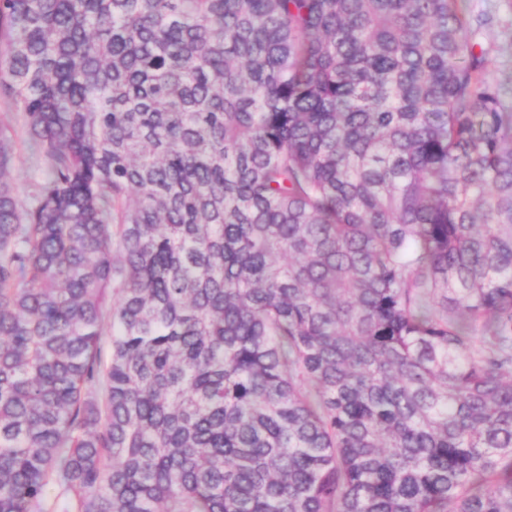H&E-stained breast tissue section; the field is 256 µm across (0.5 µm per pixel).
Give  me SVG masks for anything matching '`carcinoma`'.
<instances>
[{"label":"carcinoma","instance_id":"cac0c4a2","mask_svg":"<svg viewBox=\"0 0 512 512\" xmlns=\"http://www.w3.org/2000/svg\"><path fill=\"white\" fill-rule=\"evenodd\" d=\"M452 4L0 0V512H512V119ZM5 113H9L8 117L14 130L15 148L17 159L15 167L12 171L13 181L24 190H30L33 184L35 171L32 164L29 140L24 128V119L10 103L0 95V120L4 119Z\"/></svg>","mask_w":512,"mask_h":512}]
</instances>
